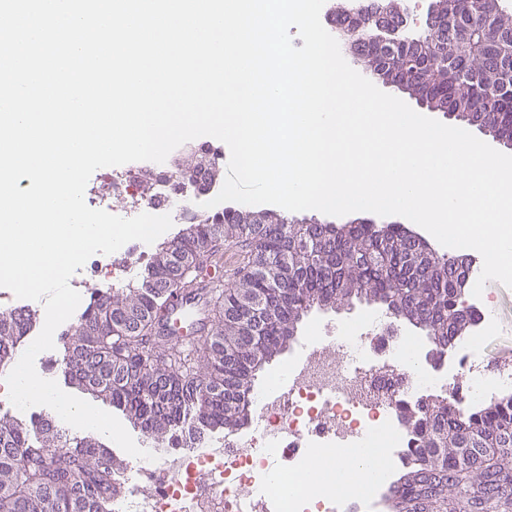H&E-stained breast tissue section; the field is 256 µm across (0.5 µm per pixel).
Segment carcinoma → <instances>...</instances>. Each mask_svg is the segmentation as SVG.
Instances as JSON below:
<instances>
[{
    "label": "carcinoma",
    "instance_id": "cac0c4a2",
    "mask_svg": "<svg viewBox=\"0 0 512 512\" xmlns=\"http://www.w3.org/2000/svg\"><path fill=\"white\" fill-rule=\"evenodd\" d=\"M438 23L407 45L377 51L373 0H343L339 22L361 13L360 60L445 112H467L494 137L512 142V6L505 0H435ZM162 244L135 286L97 294L64 344L72 382L112 404L161 445L191 448L208 435L233 436L249 421L248 381L295 339L312 308L353 300L408 309L432 346L457 334L465 305L458 272L470 260L428 250L412 257L401 224H316L310 242L283 214L231 207L192 222ZM231 235L247 262L228 288L210 289L214 323L195 336L202 364L185 368L181 340L158 315L174 292ZM36 319L0 311V366L10 364ZM415 447L403 451L382 496L386 512H512V393L477 408L434 400L406 415ZM112 454L42 419L0 417V512H112Z\"/></svg>",
    "mask_w": 512,
    "mask_h": 512
}]
</instances>
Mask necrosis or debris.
<instances>
[{"label": "necrosis or debris", "mask_w": 512, "mask_h": 512, "mask_svg": "<svg viewBox=\"0 0 512 512\" xmlns=\"http://www.w3.org/2000/svg\"><path fill=\"white\" fill-rule=\"evenodd\" d=\"M143 171L169 189L164 201L140 195L130 165L105 173L119 187L126 205L121 217L141 213L186 218L190 198L211 200L203 180L173 190L170 163L144 162ZM478 317L468 336L449 356L433 364L406 363L411 337L388 319L371 317L349 337L345 364L326 356L330 337H322L288 363L284 382L253 391L250 409L256 427L233 437L218 436L192 448L158 453L156 460L121 459L113 479L112 512H341L335 495L310 501L305 471L313 455L332 448H372L383 476L400 463L413 436L401 414L420 400L455 394L468 407L480 406L512 390V365L485 377L478 344L493 326L489 298L468 297Z\"/></svg>", "instance_id": "obj_1"}]
</instances>
